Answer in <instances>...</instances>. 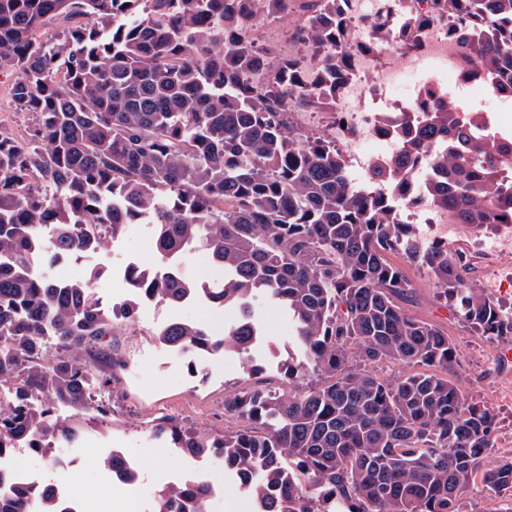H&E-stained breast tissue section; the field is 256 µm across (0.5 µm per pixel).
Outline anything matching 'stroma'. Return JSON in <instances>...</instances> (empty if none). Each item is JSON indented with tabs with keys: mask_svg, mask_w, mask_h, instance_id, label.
I'll return each mask as SVG.
<instances>
[{
	"mask_svg": "<svg viewBox=\"0 0 512 512\" xmlns=\"http://www.w3.org/2000/svg\"><path fill=\"white\" fill-rule=\"evenodd\" d=\"M129 265L143 271L161 269L150 225H128L119 239L102 248L93 260L82 263L86 270L94 266L104 268L105 274L96 288L107 305L129 297L123 277ZM404 270L417 294L411 314L439 325L454 340L460 361L458 384L475 401L494 410L498 417L496 453L512 456V362L496 365L490 360L492 354L506 349V342L480 336L459 321L449 304L438 299L424 268L408 263ZM257 311L266 331L253 351L262 379L274 386L287 382L291 387H300V380H285L279 370L294 344L287 316L266 299L258 300ZM236 316L234 308L202 299L176 306L142 300L132 319L116 326L111 340L118 347L124 366L116 370L111 386V422L86 429L82 436L81 445L87 450L81 472L85 488L95 489L101 480L102 449L120 451L139 465V478L131 483H113L111 502L139 499L144 504L143 512H154L158 491L175 483L178 473L198 464L180 449L152 438L148 433L151 420L172 414L199 429L223 431L228 425L224 416L225 395L248 386L249 380L238 355L231 353L198 363L192 354H176L161 343L157 333L170 322L188 320L220 334ZM199 464L208 483L224 487L222 512H255L253 499L225 471L222 462L207 457Z\"/></svg>",
	"mask_w": 512,
	"mask_h": 512,
	"instance_id": "1",
	"label": "stroma"
}]
</instances>
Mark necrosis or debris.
<instances>
[{
  "instance_id": "necrosis-or-debris-1",
  "label": "necrosis or debris",
  "mask_w": 512,
  "mask_h": 512,
  "mask_svg": "<svg viewBox=\"0 0 512 512\" xmlns=\"http://www.w3.org/2000/svg\"><path fill=\"white\" fill-rule=\"evenodd\" d=\"M369 18L388 20L398 25L408 22L406 0H350L348 24L350 36L347 42L348 72L336 87L332 96H325V84L320 63L304 56L299 66L306 75L305 88L318 103L317 108L299 113L301 124L320 125L324 134L336 142L342 150L348 173L354 174L355 183L369 187L366 171L377 163L391 162L398 152V141L390 123L403 114H410L413 124L425 121L421 112H411V98L393 95L401 75L406 72L418 77V89L447 87L449 78H456L460 90L479 88L489 98L490 106L466 111L468 122L477 123L482 134L499 140V127L503 118L512 112V95L501 92L495 82L484 76L472 75L471 65L450 34L452 19L444 17L431 20L417 30L414 49L402 52L385 43L367 52L363 43L371 40L372 33L366 27ZM376 143L378 150L368 153V143ZM401 223L414 225L422 245H448L454 242L459 227L453 224L449 214L437 208L427 198L411 204L395 205ZM472 251L484 261L494 265L499 275L491 279L490 287L500 285L501 278L512 279V224L496 225L489 233L476 234L470 240ZM49 456L66 469L69 480L52 485L56 501L67 512H98L96 498L87 496L80 484L82 457L63 454L49 449Z\"/></svg>"
}]
</instances>
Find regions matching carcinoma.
<instances>
[{
	"mask_svg": "<svg viewBox=\"0 0 512 512\" xmlns=\"http://www.w3.org/2000/svg\"><path fill=\"white\" fill-rule=\"evenodd\" d=\"M290 0H0V70L15 78L9 103L31 115L25 134L0 127V452L29 437L28 453L74 444L80 426L112 413V369L123 364L106 338L133 317L136 300L177 303L201 296L237 310L224 335L189 321L165 325L159 339L205 360L241 356L254 376L252 348L263 336L254 299L288 310L297 353L285 378L306 387L273 389L264 379L224 398L239 427L202 432L161 415L149 432L173 447L224 462L256 512H464L481 484L512 497V457L487 462L497 417L460 389L455 342L408 313L413 287L398 255L426 269L470 328L512 342V312L470 277V259L419 248L392 199L414 200L411 170L425 161L436 179L423 189L460 224H512V194L497 181V155L512 142H487L466 125L443 90L413 105L414 130L401 119L398 158L369 172L372 189L353 183L340 150L295 121L314 100L298 58L275 59L247 36L249 12L279 17ZM347 0H311L291 40L318 52L347 44L336 15ZM413 22L384 39L410 49L419 21L444 13L465 20L456 38L478 71L512 94L502 64L512 52V0H415ZM493 16L489 37L467 30ZM54 28L49 38L36 36ZM328 80L344 53L320 59ZM269 71L258 86L249 74ZM97 224L92 237L85 225ZM129 224H149L161 262L202 250L224 269L220 288L125 269L130 298L105 306L94 295L104 274L56 281L50 262L100 249ZM400 365L398 376L379 373ZM74 411L57 416L54 409ZM32 490L0 478V512H28ZM209 512L203 478L159 491L157 512L188 503Z\"/></svg>",
	"mask_w": 512,
	"mask_h": 512,
	"instance_id": "cac0c4a2",
	"label": "carcinoma"
}]
</instances>
